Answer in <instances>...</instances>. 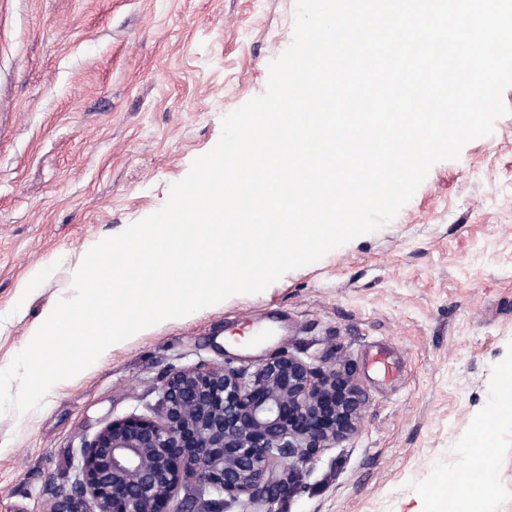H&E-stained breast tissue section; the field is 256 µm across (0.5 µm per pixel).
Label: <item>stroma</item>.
Masks as SVG:
<instances>
[{
  "instance_id": "1",
  "label": "stroma",
  "mask_w": 512,
  "mask_h": 512,
  "mask_svg": "<svg viewBox=\"0 0 512 512\" xmlns=\"http://www.w3.org/2000/svg\"><path fill=\"white\" fill-rule=\"evenodd\" d=\"M294 21L295 0H0V367L70 297L87 252L161 208L223 117L265 91ZM274 318L275 335L225 346ZM276 352L349 373L368 397L357 433L324 449L278 512H427L512 364V112L436 163L379 231L142 330L25 420L0 415V512H46L81 446L150 413L170 370H253ZM380 353L393 373L373 365ZM487 461L482 512H512V425Z\"/></svg>"
}]
</instances>
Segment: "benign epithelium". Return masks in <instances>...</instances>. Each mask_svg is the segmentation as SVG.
I'll return each instance as SVG.
<instances>
[{
  "label": "benign epithelium",
  "instance_id": "obj_1",
  "mask_svg": "<svg viewBox=\"0 0 512 512\" xmlns=\"http://www.w3.org/2000/svg\"><path fill=\"white\" fill-rule=\"evenodd\" d=\"M158 391L151 414L116 418L81 447L71 489L48 512H275L322 450L357 431L368 403L350 375L287 354L252 373L176 368ZM196 490L210 498L194 510Z\"/></svg>",
  "mask_w": 512,
  "mask_h": 512
}]
</instances>
